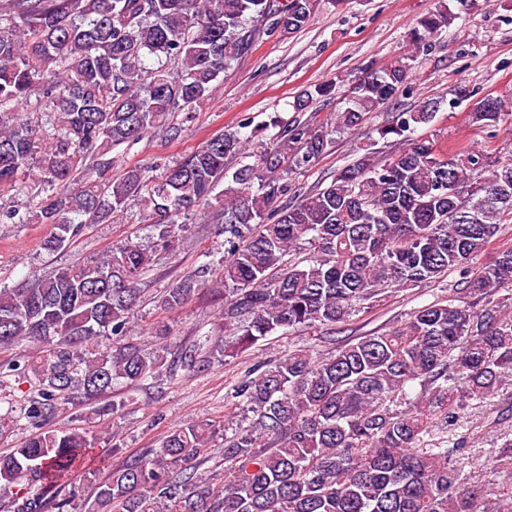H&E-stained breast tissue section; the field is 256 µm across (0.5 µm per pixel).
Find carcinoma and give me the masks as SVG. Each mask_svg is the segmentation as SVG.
Here are the masks:
<instances>
[{"instance_id":"obj_1","label":"carcinoma","mask_w":512,"mask_h":512,"mask_svg":"<svg viewBox=\"0 0 512 512\" xmlns=\"http://www.w3.org/2000/svg\"><path fill=\"white\" fill-rule=\"evenodd\" d=\"M315 0H0V193L24 180L63 189L35 217L57 232L48 249L78 236L87 221L135 205L164 246L226 181L212 221L224 225V343L197 337L180 365L201 373L277 331L320 328L333 351L294 349L234 390L224 476L197 470L210 436L172 430L150 459L130 460L96 487L119 512H512V437L489 451L500 481H468L464 441L424 448L426 436L481 407L512 370V246L484 254L512 227V160L465 148L452 154L411 137L430 124L435 103L392 113L379 139L404 140L389 158L358 148L331 183L281 209L289 178L313 168L366 116L409 88L415 61L472 0L442 3L408 33L409 50L373 62L349 89L335 126L295 117L257 143L228 129L157 175L145 168L108 176L107 156L175 112H189L262 34L295 33ZM305 89L301 113L330 95ZM512 103L486 96L470 122L495 128ZM250 154L234 172L227 161ZM38 160L37 169L30 160ZM309 246L300 265L287 260ZM151 255L135 244L57 269L29 288L0 291V377L28 376L21 417L37 429L0 454V497L13 512H53L60 487L94 445L78 429L44 430L59 404L93 399L123 382L136 387L166 366L169 346L149 354L133 342L128 315ZM458 280L448 296L415 308L399 324L338 340L330 334L379 305L385 290ZM209 268L166 290L177 309L209 283ZM125 337L119 346L103 336ZM25 345L31 358L18 353Z\"/></svg>"}]
</instances>
